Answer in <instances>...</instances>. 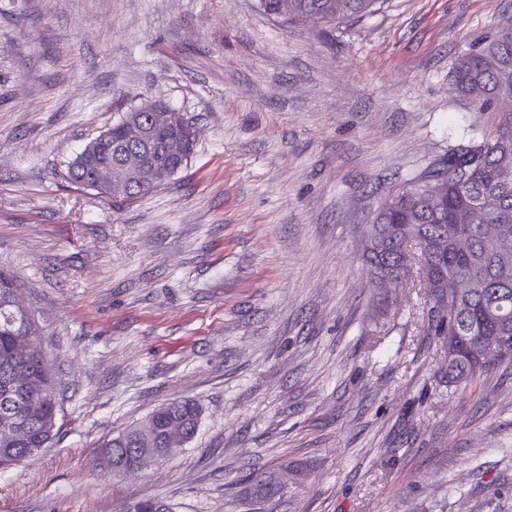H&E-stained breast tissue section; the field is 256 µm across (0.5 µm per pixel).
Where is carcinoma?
I'll return each mask as SVG.
<instances>
[{"mask_svg": "<svg viewBox=\"0 0 512 512\" xmlns=\"http://www.w3.org/2000/svg\"><path fill=\"white\" fill-rule=\"evenodd\" d=\"M379 0H292L293 19L317 20L332 24L354 19L373 11ZM454 85L480 106L499 105L512 100V18L500 26L487 43L462 53L453 68ZM495 135L464 148L453 149L422 178L399 187L379 207L373 220L378 232L376 246L363 252L373 278L396 275L408 280L412 270L428 279L422 284L433 299L428 330L437 336H457L459 354L448 363V382L453 383L482 373L493 363H479L473 347L501 340L512 342V112H499ZM109 143L89 154L80 152L68 168L69 180L81 184L92 173L104 175L103 194L134 200L155 189L153 171L170 168L176 174L193 153L195 140L187 134L180 112H131L106 130ZM125 147L134 174L129 179L112 175V144ZM441 182L437 194L429 184ZM420 225L421 237L430 246L426 264L409 263L400 228ZM499 224L504 233L493 237L484 230ZM456 225L469 240L465 252L455 249L453 240L442 238ZM466 279L473 288L458 296L453 283ZM15 276L0 271V421L4 415H19L26 427L25 437L12 440L0 430V471L12 468L50 445L55 435V413L60 404L58 382L42 352L25 363L28 376L45 391L43 402L34 412L24 409V398L3 388L4 377L18 361L14 344L25 332L37 335L35 322L23 318L12 306L9 283ZM158 431L176 422L196 433L202 407L192 399L169 402L152 412ZM136 427L132 426L107 441L102 450L112 454L115 464L140 456ZM125 512H172L162 499L142 498L127 504Z\"/></svg>", "mask_w": 512, "mask_h": 512, "instance_id": "carcinoma-1", "label": "carcinoma"}]
</instances>
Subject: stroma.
Listing matches in <instances>:
<instances>
[{
	"instance_id": "35a3bbf8",
	"label": "stroma",
	"mask_w": 512,
	"mask_h": 512,
	"mask_svg": "<svg viewBox=\"0 0 512 512\" xmlns=\"http://www.w3.org/2000/svg\"><path fill=\"white\" fill-rule=\"evenodd\" d=\"M512 0H382L325 28L257 0H0V269L59 382L50 447L0 512H512V365L457 383L416 283L376 287L378 205L495 109L451 85ZM184 113L188 164L132 201L68 179L141 102ZM191 442L115 477L101 446L159 406ZM279 471L259 500L246 475Z\"/></svg>"
}]
</instances>
